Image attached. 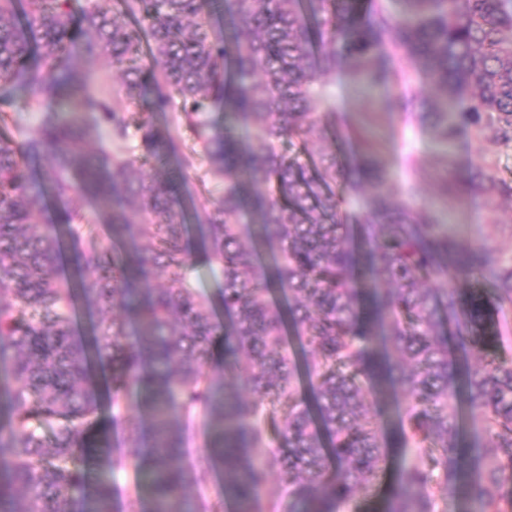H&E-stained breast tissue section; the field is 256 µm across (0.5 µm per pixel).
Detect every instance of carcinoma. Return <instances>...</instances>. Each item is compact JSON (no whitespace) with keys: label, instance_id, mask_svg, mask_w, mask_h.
<instances>
[{"label":"carcinoma","instance_id":"carcinoma-1","mask_svg":"<svg viewBox=\"0 0 512 512\" xmlns=\"http://www.w3.org/2000/svg\"><path fill=\"white\" fill-rule=\"evenodd\" d=\"M401 2L394 16L382 0H222L223 31L212 0H0V98L23 95L0 109V512H113L111 426L136 440L145 419L126 512H195L185 487L203 494L215 469L224 493L204 512H280L261 495L273 476L288 512H443L444 496L512 512V358L498 353L512 252L495 243L512 233V0ZM101 57L122 76L110 94ZM407 67L432 88L421 125L483 148L450 187L490 214L467 248L370 144L348 168L332 150L328 76L394 89L396 112ZM196 169L215 193L188 207ZM484 274L489 290L428 287ZM382 386L403 403L388 433L369 399ZM200 414L208 446L189 468L183 431Z\"/></svg>","mask_w":512,"mask_h":512}]
</instances>
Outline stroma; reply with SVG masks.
<instances>
[{"instance_id":"obj_1","label":"stroma","mask_w":512,"mask_h":512,"mask_svg":"<svg viewBox=\"0 0 512 512\" xmlns=\"http://www.w3.org/2000/svg\"><path fill=\"white\" fill-rule=\"evenodd\" d=\"M333 107L336 112V155L350 163L362 141L373 145L374 155L386 177L399 186H415L419 196L431 200L441 223L462 246L478 242L488 221L482 198L444 196L443 186L459 172L479 161L481 147L468 135H460L451 158H444L442 147L431 131L420 128L415 111L383 112L379 106L385 88L365 95L344 72L332 75Z\"/></svg>"}]
</instances>
